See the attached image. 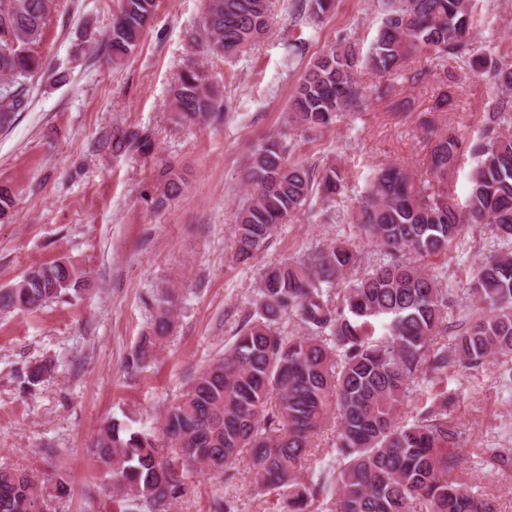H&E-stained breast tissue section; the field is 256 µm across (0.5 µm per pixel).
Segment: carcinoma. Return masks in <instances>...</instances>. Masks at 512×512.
I'll list each match as a JSON object with an SVG mask.
<instances>
[{
	"mask_svg": "<svg viewBox=\"0 0 512 512\" xmlns=\"http://www.w3.org/2000/svg\"><path fill=\"white\" fill-rule=\"evenodd\" d=\"M157 0H118L108 38L117 65L140 43ZM472 0H384L376 39L365 54L346 40L307 65L289 98L288 122L314 134L345 112L366 107L358 69L394 74L404 60L431 51L464 65L473 21ZM53 0H0V130L27 106V82L44 69L37 46ZM335 0H297L300 15L320 20ZM269 0H207L202 31L220 56L244 54L270 27ZM498 93L483 111L481 134L456 130L430 144L420 181L403 165L376 166L366 176L359 205L347 219L369 242L364 253L348 240L331 239L268 269L252 308L224 353L196 376L164 414L162 433L176 456L163 454L154 432L115 419L97 432L95 455L119 491L113 512H170L187 491L189 475H216L211 512H237L232 465L249 453L252 482L276 497V512H498L496 501L451 478L464 468L457 449L462 432L448 420V392H438L404 422L401 408L450 368L476 370L490 357L512 362V58L472 61ZM181 125L224 122L223 104L206 71L186 66L170 90ZM286 136H270L250 152L238 205L233 259L247 263L273 234L301 215L335 221L333 204L347 183L335 165L292 161ZM151 152L148 134H114L112 151ZM470 164L468 193L459 201L449 186ZM143 195L160 207L183 191L169 169ZM15 203L0 184V220ZM483 228L492 254L474 270L455 299L421 261ZM82 276L64 261L31 269L0 289V309L36 310L79 291ZM173 294L153 299L152 334L126 361L142 372L155 339L173 322ZM48 366L31 363L20 387L44 382ZM336 414L330 457L311 461L314 436ZM45 479L0 467V512H50Z\"/></svg>",
	"mask_w": 512,
	"mask_h": 512,
	"instance_id": "carcinoma-1",
	"label": "carcinoma"
}]
</instances>
